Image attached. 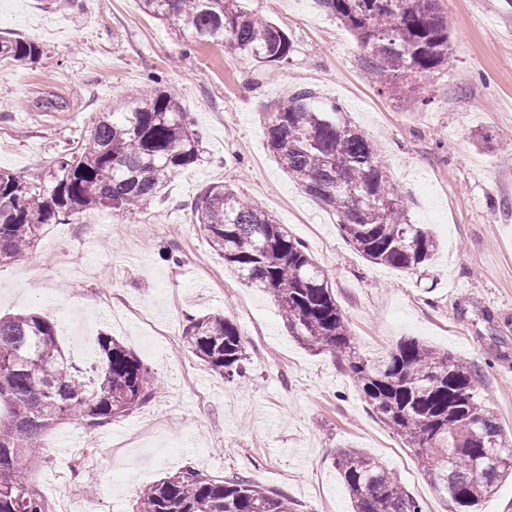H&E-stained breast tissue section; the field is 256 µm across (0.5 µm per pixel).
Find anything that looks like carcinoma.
I'll use <instances>...</instances> for the list:
<instances>
[{
  "instance_id": "1",
  "label": "carcinoma",
  "mask_w": 512,
  "mask_h": 512,
  "mask_svg": "<svg viewBox=\"0 0 512 512\" xmlns=\"http://www.w3.org/2000/svg\"><path fill=\"white\" fill-rule=\"evenodd\" d=\"M173 26L187 47L227 46L262 66L288 61L292 41L243 0H141ZM350 31L368 78L401 101L425 102L430 76L452 51L440 0H318ZM42 52L25 37L0 36V60ZM267 145L306 193L340 217V229L367 261L409 274L431 265L432 232L412 223L408 201L391 184L378 149L338 102L303 87L263 113ZM202 135L161 80L107 108L51 180L0 169V263L30 258L46 226L87 210L122 216L157 197L199 160ZM224 264L269 295L298 344L348 361L367 405L408 447L448 512H477L512 477V438L482 403L476 369L414 338L367 357L308 247L232 187L212 183L184 204ZM183 347L227 382L248 378L244 339L220 312L186 316ZM92 375L65 353L56 325L39 312L0 316V512H52L16 465L43 461L45 433L75 419L93 434L148 403L156 377L121 341L97 337ZM352 512H422L382 462L358 448L336 452ZM132 512H298L281 493L240 477L211 478L186 467L146 486Z\"/></svg>"
}]
</instances>
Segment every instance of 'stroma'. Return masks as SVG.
Instances as JSON below:
<instances>
[{"label": "stroma", "instance_id": "obj_1", "mask_svg": "<svg viewBox=\"0 0 512 512\" xmlns=\"http://www.w3.org/2000/svg\"><path fill=\"white\" fill-rule=\"evenodd\" d=\"M447 68L425 103L369 84L353 35L317 0H246L292 39L288 62L257 66L221 46L183 54L140 0H0V32L39 41L32 61H0V169L52 167L96 112L163 76L203 139L201 157L139 212L89 210L48 226L32 259L0 264V316L52 318L82 364L99 333L123 342L158 380L153 399L87 434L51 429L47 460L20 461L39 494L93 512H131L139 489L184 467L248 477L300 512H349L337 448L377 457L417 498L445 512L414 449L364 402L344 360L295 343L274 301L247 287L196 232L184 202L224 183L287 224L332 284L361 353L415 338L474 365L481 396L512 437V0H442ZM340 102L377 143L414 223L439 253L412 276L363 259L336 214L290 180L267 148L262 114L295 87ZM492 137L478 141L479 133ZM219 271L213 289L199 265ZM224 312L245 339L246 382L229 383L182 347L187 314Z\"/></svg>", "mask_w": 512, "mask_h": 512}]
</instances>
